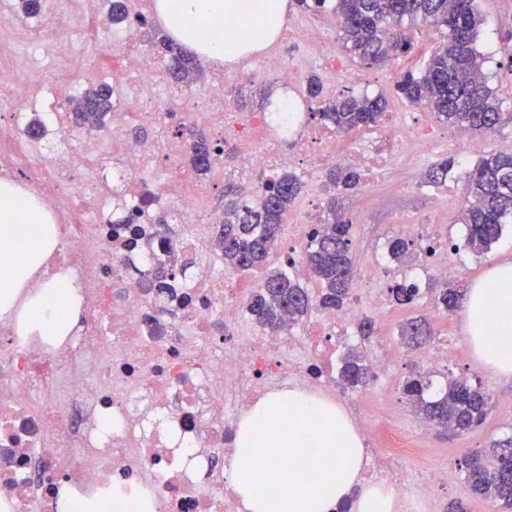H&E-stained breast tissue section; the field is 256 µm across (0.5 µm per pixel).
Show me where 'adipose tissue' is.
Here are the masks:
<instances>
[{"mask_svg":"<svg viewBox=\"0 0 512 512\" xmlns=\"http://www.w3.org/2000/svg\"><path fill=\"white\" fill-rule=\"evenodd\" d=\"M167 36L205 59L232 61L262 49L283 25L287 0H156ZM57 244L40 198L0 182V317L21 333L62 335L77 298L58 272L17 309L20 291ZM463 331L480 364L512 377V260L491 262L468 288ZM363 440L337 404L292 388L260 401L240 422L231 461L233 490L246 512H392L390 487L363 480Z\"/></svg>","mask_w":512,"mask_h":512,"instance_id":"adipose-tissue-1","label":"adipose tissue"}]
</instances>
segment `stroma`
Instances as JSON below:
<instances>
[{
  "label": "stroma",
  "instance_id": "stroma-1",
  "mask_svg": "<svg viewBox=\"0 0 512 512\" xmlns=\"http://www.w3.org/2000/svg\"><path fill=\"white\" fill-rule=\"evenodd\" d=\"M478 4L485 17L479 48L488 59L486 72L491 85L498 90L503 110L512 112V57L504 51L505 46H512V0H478ZM108 11V0H101L98 15L88 16L84 30L74 37L81 47L77 60L87 85L109 79L118 64L98 20L99 15ZM439 42L440 34L435 28L424 26L415 31V49L410 56L370 69L373 82L367 88L368 93H386L389 111H409V104L391 93L394 79L401 71L420 70ZM439 128L445 141L433 151L421 154L396 149L377 179L350 191L337 192L335 197L337 212L351 224V251L356 271L378 262L377 280L380 288L386 289L414 270L421 288V295L413 304L400 306L387 297L382 307L367 303L360 310V320L374 324V334L367 338V345L383 346L388 354L385 377L360 390L373 422L391 418L402 429L415 427L417 415L402 390L414 367L404 360L406 345L400 328L411 318H427L434 329L436 345L447 346L451 355L449 371L481 386L491 397V411L480 428L460 435H442L432 430L421 438L425 447L437 449L436 464L448 470V484L439 493V503L444 506L455 498L465 497V458L504 434H512V413L501 408L502 402L512 400V379L496 377L475 361L461 332L463 307L448 312L438 308L437 292L433 288L435 278L428 271L431 259L415 262L409 268L399 266L390 259L387 243L403 236L404 225H432L434 232L427 237V244L437 251L447 252L449 260L459 267L457 284L466 288L485 272L491 259L512 256V223L505 226L490 254L478 256L467 249V228L457 223L456 218L465 202L467 174L476 164L475 159H462L461 149L473 135L471 131L445 125ZM448 157L458 158L459 164L449 172L446 185L430 183L427 175L431 167Z\"/></svg>",
  "mask_w": 512,
  "mask_h": 512
}]
</instances>
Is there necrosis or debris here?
<instances>
[{
  "label": "necrosis or debris",
  "instance_id": "obj_1",
  "mask_svg": "<svg viewBox=\"0 0 512 512\" xmlns=\"http://www.w3.org/2000/svg\"><path fill=\"white\" fill-rule=\"evenodd\" d=\"M105 34L122 57L112 72L115 108L102 127L51 153L36 148L29 111L47 108L44 131L59 137L82 80L65 66L67 41L38 20L19 30L11 9L0 10V180L41 196L58 231L47 267L65 271L80 296L77 322L62 340L22 336L0 323V512H62L73 498L106 500L118 478L152 495L156 512H241L224 469L239 418L293 383L336 399L361 422V401L341 382L336 360L353 340L363 300L381 294L370 267L347 306L285 331H250L241 324L252 287L218 262L190 284L156 287L158 256L214 251L210 229L221 220L206 206L205 185L178 166L188 143L171 130L175 114L238 145L250 188L258 175L291 162L311 176L342 162L375 174L395 144L427 152L439 136L402 115L390 135L341 151L294 97L288 153L272 145L271 113L233 111L224 81L206 95H187L178 110L165 107L166 67L143 50L142 29L116 21ZM47 52L58 63L54 79L30 97L33 63ZM132 123L154 129L156 139L132 140ZM67 184L74 193H64ZM170 208L181 226L176 235L158 222ZM362 434L364 476L394 488L396 512H439L438 472L410 466L424 449L390 421Z\"/></svg>",
  "mask_w": 512,
  "mask_h": 512
}]
</instances>
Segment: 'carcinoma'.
I'll use <instances>...</instances> for the list:
<instances>
[{"instance_id": "carcinoma-1", "label": "carcinoma", "mask_w": 512, "mask_h": 512, "mask_svg": "<svg viewBox=\"0 0 512 512\" xmlns=\"http://www.w3.org/2000/svg\"><path fill=\"white\" fill-rule=\"evenodd\" d=\"M301 12H332L341 20L338 39L344 51L368 68L380 67L413 49L407 30L427 24L441 30L444 41L433 50L422 70L398 76L394 94L411 106L428 108L435 119L484 133L512 121L502 111L497 91L485 73L487 57L478 48L484 17L478 0H294ZM158 46L168 58L167 70L176 82L190 80L199 71L200 59L165 38ZM308 96L322 102L321 123L339 133H349L378 124L385 115L388 99L382 94H340L323 98V85L314 76L307 80ZM112 111V86L91 84L71 108L73 123L99 127ZM189 161L199 175L211 171L214 154L224 153L222 142L204 132L186 128ZM333 186L352 190L360 184V174L347 166L331 170ZM303 183L287 170L265 175L255 193L234 184L224 186V220L216 227L215 242L228 269L266 270L258 289L251 295L248 311L258 324L282 329L299 322L313 307L341 308L352 286L353 263L349 251L351 224L336 215V199L326 202V216L304 255V262L322 286V294L312 298L307 288L285 269L268 270V259L281 238V224L291 204L300 195ZM468 204L458 213V223L469 228L467 248L476 255L488 254L499 240L503 225L512 222V152L498 150L484 154L469 174L466 184ZM391 258L404 263L410 256L406 240L388 242ZM398 305H409L420 295L419 285L402 279L389 288ZM460 291L443 288L438 304L445 311L457 306ZM401 335L407 344L427 343L431 331L426 322L410 319ZM348 384L368 381L369 369L362 357L352 353L341 367ZM428 374L408 379L405 393L433 426L468 431L481 426L489 413V397L464 378L446 377L437 394ZM480 495L499 505L500 512H512V437L493 441L484 451L465 460V494L448 504V512H468L467 497Z\"/></svg>"}]
</instances>
